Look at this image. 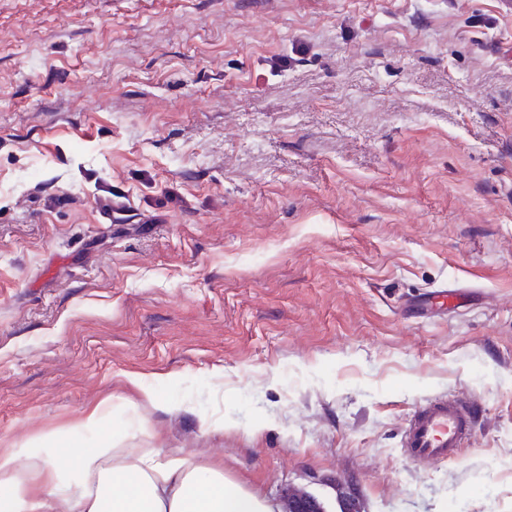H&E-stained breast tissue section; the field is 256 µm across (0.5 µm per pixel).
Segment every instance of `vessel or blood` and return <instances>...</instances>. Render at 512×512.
<instances>
[{"label": "vessel or blood", "instance_id": "1", "mask_svg": "<svg viewBox=\"0 0 512 512\" xmlns=\"http://www.w3.org/2000/svg\"><path fill=\"white\" fill-rule=\"evenodd\" d=\"M475 411L470 401L439 398L411 414L404 432L406 455L425 465L455 458L466 447L473 430Z\"/></svg>", "mask_w": 512, "mask_h": 512}]
</instances>
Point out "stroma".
<instances>
[{
  "label": "stroma",
  "mask_w": 512,
  "mask_h": 512,
  "mask_svg": "<svg viewBox=\"0 0 512 512\" xmlns=\"http://www.w3.org/2000/svg\"><path fill=\"white\" fill-rule=\"evenodd\" d=\"M99 405L273 500L512 512V0H0V448ZM475 410L467 400L439 398L411 414L404 432L406 455L427 466L455 458L470 440Z\"/></svg>",
  "instance_id": "obj_1"
}]
</instances>
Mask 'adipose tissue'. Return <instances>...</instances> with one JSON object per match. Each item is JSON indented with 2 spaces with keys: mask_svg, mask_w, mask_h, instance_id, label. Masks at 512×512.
Instances as JSON below:
<instances>
[{
  "mask_svg": "<svg viewBox=\"0 0 512 512\" xmlns=\"http://www.w3.org/2000/svg\"><path fill=\"white\" fill-rule=\"evenodd\" d=\"M106 421L105 406L89 411L83 426L98 437L66 457L53 440L25 467L21 450H0V512H276L223 468L117 447L102 433Z\"/></svg>",
  "mask_w": 512,
  "mask_h": 512,
  "instance_id": "adipose-tissue-1",
  "label": "adipose tissue"
}]
</instances>
